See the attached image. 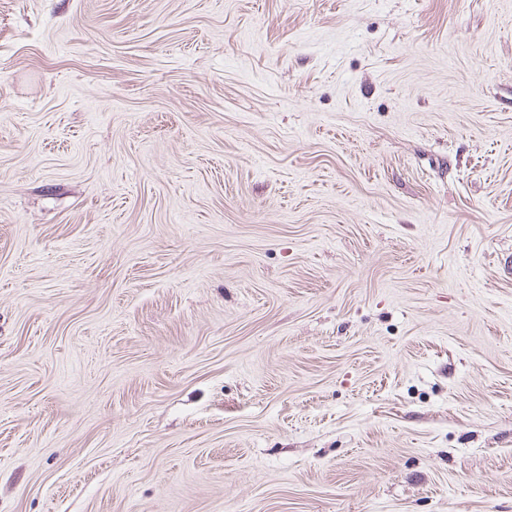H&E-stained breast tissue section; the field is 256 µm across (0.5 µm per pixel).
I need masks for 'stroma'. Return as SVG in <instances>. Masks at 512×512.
<instances>
[{"instance_id":"1","label":"stroma","mask_w":512,"mask_h":512,"mask_svg":"<svg viewBox=\"0 0 512 512\" xmlns=\"http://www.w3.org/2000/svg\"><path fill=\"white\" fill-rule=\"evenodd\" d=\"M512 0H0V512H512Z\"/></svg>"}]
</instances>
